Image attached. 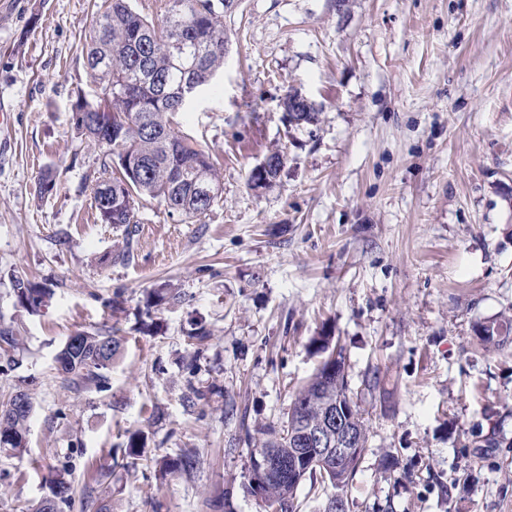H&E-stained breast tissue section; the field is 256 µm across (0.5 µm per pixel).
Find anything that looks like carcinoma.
Here are the masks:
<instances>
[{
    "instance_id": "1",
    "label": "carcinoma",
    "mask_w": 512,
    "mask_h": 512,
    "mask_svg": "<svg viewBox=\"0 0 512 512\" xmlns=\"http://www.w3.org/2000/svg\"><path fill=\"white\" fill-rule=\"evenodd\" d=\"M226 0H164L163 11L154 20L136 11L128 0H106L97 13L86 44V68L89 82L95 87L93 101L102 112L72 113L76 130L106 149L100 176L92 187L93 205L98 220L112 223V215L125 225V244L114 250L109 259L127 264L133 258V237L127 214H137L139 203L159 200L185 219L197 222L205 217L221 196V177L212 156L190 143L173 126V117L183 111L178 91L191 80L201 87L224 66V25L221 21ZM301 99L293 90L283 99L284 118L290 125L314 124L319 108L310 101L297 112L290 111L292 100ZM270 168L254 166L248 183L254 189L271 186L285 164L282 153ZM19 302L34 311L47 294L44 284L22 276L12 279ZM480 341L500 345L512 336V319L493 320L480 326ZM189 345L201 350L210 340L211 331L196 322L185 332ZM333 336L325 334L312 340L327 356L309 380L296 391L286 416L278 425L257 430L253 437L242 425L244 441L249 445L270 448L279 459V467L265 472V467L249 459L247 491L261 505L280 502L288 505L284 512H298L296 494L308 482L331 490L348 493L350 481L367 448L369 429L360 410L348 394L346 357ZM21 347V336L11 326H0V372L19 367L14 353ZM120 342L107 332H78L68 338L56 355L57 369L74 384L101 387L106 377L101 370L112 366ZM22 394L16 387L10 398L0 404V450L21 456L27 452L29 426L33 411L31 396L27 405L17 406ZM346 409L347 424L360 437L359 448L345 463L320 464L311 449L295 456L293 433L302 428L322 426L326 410L336 406ZM195 456L183 453L164 462L171 473H188L195 467ZM79 512H112L109 497L96 494V488L82 487L65 469L49 485V494L35 512H60L61 506Z\"/></svg>"
}]
</instances>
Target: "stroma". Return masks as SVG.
I'll use <instances>...</instances> for the list:
<instances>
[{
    "mask_svg": "<svg viewBox=\"0 0 512 512\" xmlns=\"http://www.w3.org/2000/svg\"><path fill=\"white\" fill-rule=\"evenodd\" d=\"M101 3L0 10V324L24 337L0 397L24 379L33 398L28 455L0 454V512H32L65 466L112 512H220L228 489L234 512H262L240 435L281 420L325 326L369 426L347 512H512V339L475 334L512 318V0H234L224 68L175 118L222 195L197 223L140 203L125 265L108 259L123 227L92 206L103 151L70 111ZM292 88L318 123L287 128ZM276 149L279 177L250 188ZM15 271L47 283L38 311ZM169 285L180 299L145 314ZM197 321L212 333L198 357ZM100 329L121 341L106 387L65 385L55 354ZM191 382L207 392L193 404ZM185 451L191 475L159 470ZM512 334V319L493 320L480 326L478 335L484 345H497L508 341Z\"/></svg>",
    "mask_w": 512,
    "mask_h": 512,
    "instance_id": "1",
    "label": "stroma"
}]
</instances>
